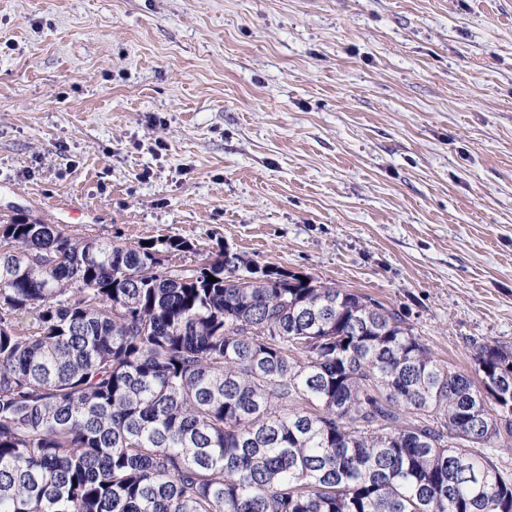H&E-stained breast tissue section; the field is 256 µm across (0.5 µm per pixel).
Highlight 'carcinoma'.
<instances>
[{"instance_id": "1", "label": "carcinoma", "mask_w": 512, "mask_h": 512, "mask_svg": "<svg viewBox=\"0 0 512 512\" xmlns=\"http://www.w3.org/2000/svg\"><path fill=\"white\" fill-rule=\"evenodd\" d=\"M511 416L512 349L461 372L365 294L0 217V512H512Z\"/></svg>"}]
</instances>
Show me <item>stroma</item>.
I'll use <instances>...</instances> for the list:
<instances>
[{
	"label": "stroma",
	"mask_w": 512,
	"mask_h": 512,
	"mask_svg": "<svg viewBox=\"0 0 512 512\" xmlns=\"http://www.w3.org/2000/svg\"><path fill=\"white\" fill-rule=\"evenodd\" d=\"M512 348V0H0V215Z\"/></svg>",
	"instance_id": "35a3bbf8"
}]
</instances>
